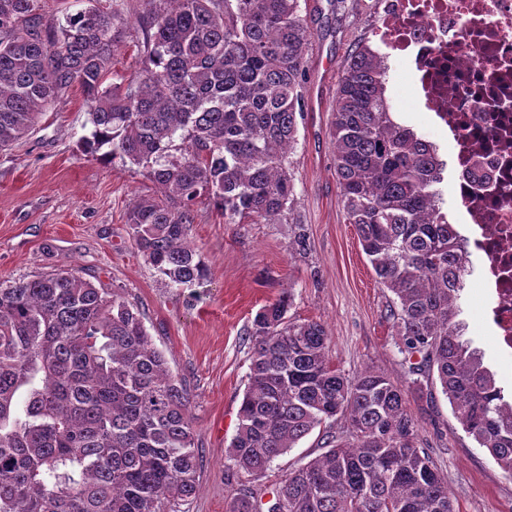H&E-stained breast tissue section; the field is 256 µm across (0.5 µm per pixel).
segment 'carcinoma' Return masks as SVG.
Wrapping results in <instances>:
<instances>
[{
    "mask_svg": "<svg viewBox=\"0 0 512 512\" xmlns=\"http://www.w3.org/2000/svg\"><path fill=\"white\" fill-rule=\"evenodd\" d=\"M40 0H0V150L27 136L74 84L87 154L120 157L159 189L126 213L136 249L169 283L207 273L187 241L203 195L226 224H280L294 195L288 155L311 33L299 0H139L141 67L105 84L131 25L94 4L54 22ZM389 66L349 57L333 123L336 176L415 392L439 381L463 431L512 480V399L459 319L469 255L437 188L445 163L397 122ZM286 293L254 318L248 382L228 459L266 471L316 429L328 450L289 471L267 512H454L448 483L417 447L404 389L349 379L326 327L288 315ZM191 397L139 307L73 269L0 286V512H163L198 487ZM226 512H262L241 493Z\"/></svg>",
    "mask_w": 512,
    "mask_h": 512,
    "instance_id": "carcinoma-1",
    "label": "carcinoma"
}]
</instances>
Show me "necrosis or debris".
Listing matches in <instances>:
<instances>
[{
    "instance_id": "obj_1",
    "label": "necrosis or debris",
    "mask_w": 512,
    "mask_h": 512,
    "mask_svg": "<svg viewBox=\"0 0 512 512\" xmlns=\"http://www.w3.org/2000/svg\"><path fill=\"white\" fill-rule=\"evenodd\" d=\"M376 35L448 129L497 348L512 355V0H386Z\"/></svg>"
}]
</instances>
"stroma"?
<instances>
[{"label":"stroma","mask_w":512,"mask_h":512,"mask_svg":"<svg viewBox=\"0 0 512 512\" xmlns=\"http://www.w3.org/2000/svg\"><path fill=\"white\" fill-rule=\"evenodd\" d=\"M380 2L300 0L311 42L302 116L289 156L290 220L228 224L209 199H200L188 237L207 266L202 284L172 286L138 254L126 213L136 199L157 195L158 189L122 158L102 161L84 152L82 139L90 129L79 87L59 95L31 135L0 151V284L62 268L116 289L138 304L171 371L190 387L199 436L198 490L173 512H225L243 489L268 501L286 472L320 455L313 434L262 474L234 475L227 469L226 451L249 372V331L256 314L286 291L293 298L291 316L327 326L329 355L346 377L373 369L407 388L418 445L446 479L455 512H512V480L462 430L440 387L410 391L412 376L387 318L393 295L377 284L341 202L333 137L337 89L348 56L374 42ZM389 66L391 112L422 138L447 147L446 130L418 104L404 59L391 57ZM299 229L307 246L294 252L289 245ZM481 265V258L471 255L461 318L485 365L511 392L512 362L498 356L482 298L471 287Z\"/></svg>","instance_id":"stroma-1"}]
</instances>
